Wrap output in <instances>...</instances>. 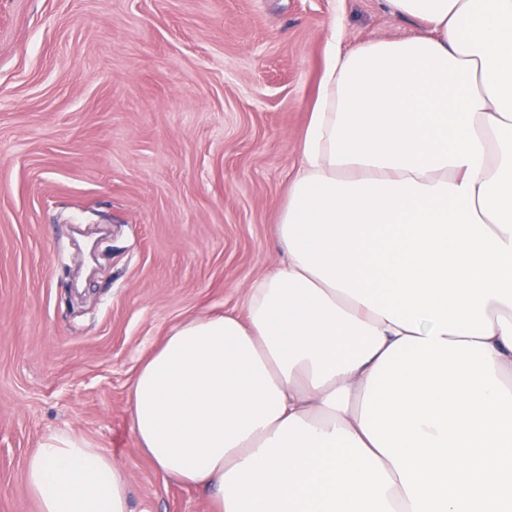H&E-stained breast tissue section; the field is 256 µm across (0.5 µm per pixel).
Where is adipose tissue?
<instances>
[{"instance_id":"adipose-tissue-1","label":"adipose tissue","mask_w":512,"mask_h":512,"mask_svg":"<svg viewBox=\"0 0 512 512\" xmlns=\"http://www.w3.org/2000/svg\"><path fill=\"white\" fill-rule=\"evenodd\" d=\"M422 27L326 47L246 314L142 364L132 428L215 512H512V0H385ZM40 512H130L81 436L25 466Z\"/></svg>"}]
</instances>
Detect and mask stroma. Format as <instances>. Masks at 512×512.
<instances>
[{
	"mask_svg": "<svg viewBox=\"0 0 512 512\" xmlns=\"http://www.w3.org/2000/svg\"><path fill=\"white\" fill-rule=\"evenodd\" d=\"M336 26L347 49L419 32L383 0H0V512H39L25 462L61 432L132 512H213L139 449L130 387L278 264Z\"/></svg>",
	"mask_w": 512,
	"mask_h": 512,
	"instance_id": "obj_1",
	"label": "stroma"
}]
</instances>
